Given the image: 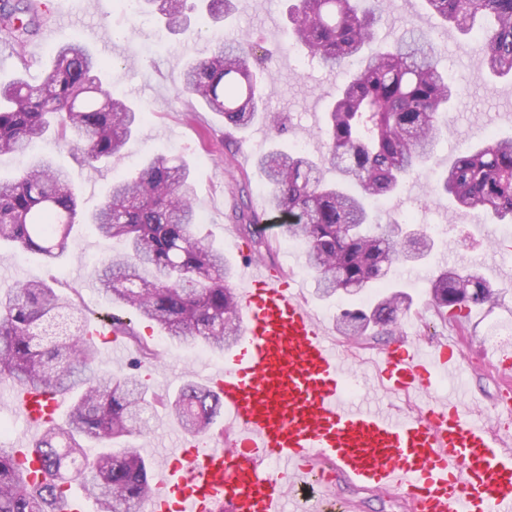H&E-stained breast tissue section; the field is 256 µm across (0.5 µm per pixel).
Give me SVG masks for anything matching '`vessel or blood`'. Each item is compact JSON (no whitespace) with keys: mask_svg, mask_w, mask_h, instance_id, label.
Instances as JSON below:
<instances>
[{"mask_svg":"<svg viewBox=\"0 0 512 512\" xmlns=\"http://www.w3.org/2000/svg\"><path fill=\"white\" fill-rule=\"evenodd\" d=\"M236 291L240 337L223 368L208 371L228 433L182 434L144 498L143 512H325L338 482L396 492L407 512H512V436L443 399L386 414L346 395V357L300 288L268 266L245 270ZM467 373L455 341L423 352L409 337L379 350L375 378L396 395L434 391ZM29 425L51 423L58 398L17 388Z\"/></svg>","mask_w":512,"mask_h":512,"instance_id":"obj_1","label":"vessel or blood"}]
</instances>
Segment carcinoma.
<instances>
[{
  "instance_id": "carcinoma-1",
  "label": "carcinoma",
  "mask_w": 512,
  "mask_h": 512,
  "mask_svg": "<svg viewBox=\"0 0 512 512\" xmlns=\"http://www.w3.org/2000/svg\"><path fill=\"white\" fill-rule=\"evenodd\" d=\"M174 33L189 28L190 14L214 23L235 10L234 0H140ZM441 23L473 36L487 77H512V0H425ZM288 33L294 46L329 68L353 69L325 112L320 129L328 153L315 160L277 147L261 154L270 218H285L288 233L305 244V267L315 293L329 299L376 294L367 310H344L341 335L363 343L387 333L410 310L411 296L392 282L398 266L424 260L433 241L381 222L372 204L391 196L432 158L441 136V114L457 88L440 68L430 35L405 30L379 41L381 0H289ZM40 25L33 0L0 6V32L24 45ZM266 54L252 39L216 45L208 57L184 66V89L224 119L227 135L248 130L266 111L273 80L261 83L250 61ZM107 61L76 41L56 48L42 80L16 78L0 85V155L24 150L49 135L69 143L90 167L120 154L146 113L112 96L101 73ZM336 178L327 180L322 168ZM435 194L456 207L482 210L512 221V137L469 144L436 181ZM251 252L272 243L257 230L260 217L242 206ZM77 224H91L123 249L94 269L99 290L156 326L167 338L222 351L238 335L240 320L231 283L234 268L224 251L198 232L195 187L187 163L157 154L129 177L112 183L107 200L87 214L67 173L37 157L18 176L0 179V244L39 254L53 266L68 250ZM500 290L473 265L440 269L430 301L442 318L472 305L495 303ZM110 326L132 341L142 357L152 352L130 322L115 315ZM83 310L45 281L0 290V380L49 395L76 393L66 425H50L34 442L47 478L29 477L16 449L0 446V512H55L58 497L81 484L100 512H140L149 490V466L139 449L124 445L94 456L85 443L110 446L151 428L152 401L171 409L182 430L200 433L220 414L219 400L194 381L174 400L147 388L136 371L117 375L100 369L97 347L85 340Z\"/></svg>"
}]
</instances>
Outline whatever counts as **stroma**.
I'll list each match as a JSON object with an SVG mask.
<instances>
[{
	"mask_svg": "<svg viewBox=\"0 0 512 512\" xmlns=\"http://www.w3.org/2000/svg\"><path fill=\"white\" fill-rule=\"evenodd\" d=\"M233 17L219 28L227 39L252 38L267 52L265 66L274 81L267 100L270 120L257 121L241 136L239 145L224 143V121L202 106L190 94L180 93L185 60L206 56L209 35L202 32L200 19H192L183 33L166 32L155 14L138 16L122 10L117 0H38L39 12L53 34L29 39L19 49L0 43V83L18 74L39 80L52 51L72 40H80L105 58L109 67L102 79L113 94L147 112L139 131L122 153L98 169L80 165L72 150L58 140L40 142L38 155L51 158L64 169L85 210H93L105 199L113 182L133 172L156 153L183 158L196 185L195 207L199 231L215 247L221 248L235 269L250 265L249 242L235 219L240 202L253 212H262L265 200L262 178L255 158L272 146L302 148L319 158L327 147L318 135L326 105L345 79L342 70L322 69L300 50L289 48L285 0H236ZM387 23L379 37L415 25L435 29L442 50V64L459 89L455 106L442 117L444 136L425 169L409 177L402 190L378 202L383 214L409 221L434 241L423 267L428 272L460 263L477 265L494 287L500 288L494 307L473 309L468 320L441 319L429 301L427 279L413 276L412 267H402L399 283L413 305L403 317V329L421 345L448 336L454 337L468 364V378L479 417L488 425L512 435V415L500 411L497 402L507 390L489 365L486 351L496 344L512 346V234L501 235V222L469 210L450 208L448 201L436 199L432 186L439 172L463 146L486 141L491 135L512 136V80L486 86L479 79L482 55L478 44L453 27L440 24L426 9L423 0H384ZM265 234L274 245L271 263L277 264L287 280L300 286L313 313L328 328H335L338 314L345 309L365 310L372 306L369 294H339L330 300L318 299L314 284L303 266L304 245L289 236L284 225L269 224ZM117 242L100 237L93 226L75 225L69 250L56 266H47L35 253L20 248L0 249V283L40 281L57 278L60 294L75 299L90 322L110 315L127 316L128 311L112 303L100 291L85 288L83 279L92 275L102 258L118 251ZM138 333L155 353L142 373L151 390L163 396L178 393L187 378H201L204 368H219L224 355L200 344L178 343L163 338L145 321L134 319ZM385 336L350 356L352 384L366 404L410 410L422 406L426 395L396 399L371 380L370 357L388 344ZM149 434L134 437L133 443L152 467H159L162 446L169 443L178 427L162 405H155ZM337 497L351 502L354 512H405L397 495H381L345 483Z\"/></svg>",
	"mask_w": 512,
	"mask_h": 512,
	"instance_id": "1",
	"label": "stroma"
}]
</instances>
